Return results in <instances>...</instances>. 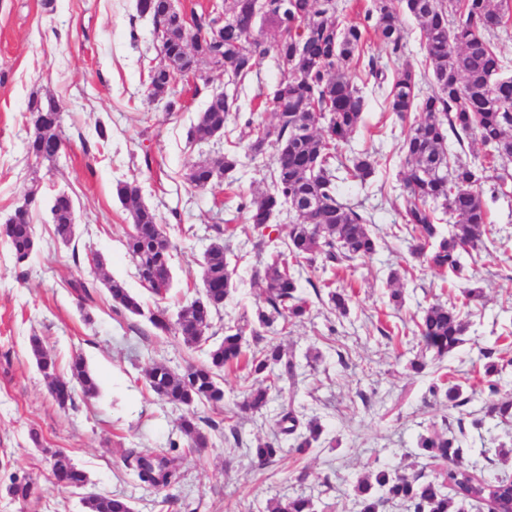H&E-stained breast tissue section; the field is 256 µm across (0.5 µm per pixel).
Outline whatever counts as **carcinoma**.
Wrapping results in <instances>:
<instances>
[{
  "label": "carcinoma",
  "mask_w": 512,
  "mask_h": 512,
  "mask_svg": "<svg viewBox=\"0 0 512 512\" xmlns=\"http://www.w3.org/2000/svg\"><path fill=\"white\" fill-rule=\"evenodd\" d=\"M403 8L419 23L426 42L423 71L406 62L387 74L378 60L364 58L360 50L374 31L395 59L403 56L405 34L392 0H373L363 21L346 24L340 19L336 0H288V11L261 16L276 37L267 44L254 36L253 0H209L201 12H191V27L171 28L166 0H137L139 16L151 20L159 55L171 60L166 71L149 76L147 97L166 100V111L181 110L171 90L197 71L195 52L202 54V68L224 74V93L212 94L187 133L190 144L213 138L225 129L232 112L238 110L239 90L253 72L259 58L274 52L283 66L281 79L255 98L269 109L268 118L248 121V139L228 142L215 159L191 163L186 180L197 190L208 189L216 168L232 173L246 164L267 171L270 183L261 192L240 197L236 210L247 215L254 229L268 227L275 216L286 213L290 221L288 239L274 246L271 263L264 273L265 303L270 311L257 309L259 325L270 326L279 316L286 322L302 318L308 308L303 296V263L321 262L322 270L336 269L344 262L366 258L376 251L377 237L372 217L365 210L342 199L338 182L348 178L367 183L375 174L374 161L366 152L345 154L342 146L362 122L366 96L360 84L361 71L374 77L377 88L391 81L386 95L388 111L397 121L419 113L403 143L407 170L403 173L402 220L408 235L417 242L424 261L440 274L464 276L462 253L489 251V224L484 186L492 194L501 192L503 176L498 161L512 158V77L504 75L505 61L492 38L495 28L512 23V0H402ZM209 38L198 41L201 33ZM430 91L423 92L422 84ZM64 107L53 97H36L28 104V156L37 164L56 161L58 146L64 143ZM459 147L477 142L482 153L474 160H451L448 140ZM275 147L267 156L268 147ZM115 194L130 213L132 231L125 240L126 252L139 279L155 275L168 282L177 245L170 241L155 211L142 203V186L136 181H119ZM36 191L28 192L15 206L13 220L0 224V241L6 244L16 263L28 260L36 247L32 211ZM56 239L67 244L74 235V203L58 193L51 208ZM448 223V232L440 224ZM113 307L131 315H144V300L131 294L115 279L105 280ZM80 304L94 301L96 285L85 279L71 283ZM237 284L229 269L224 244L216 241L206 250L201 275V294L182 297L177 319L166 318V309L149 312L151 325L172 332L192 346L207 342L213 318L232 298ZM467 302L460 306L433 304L423 310L417 323L418 337L425 349L440 361L463 343L468 328V303L482 298L479 287L464 291ZM329 303L339 314L349 309L346 290L328 292ZM243 327L224 328V338L213 347L205 364L184 372L166 364H153L145 375L147 388L163 400L187 408L224 401L219 373L230 368L246 369L260 375L267 385L252 388L237 404L242 412H257L268 403L270 391H283L279 383L294 380L297 366L284 357L280 346L248 352ZM36 365L48 380L49 390L65 407L73 402L74 386L93 397L98 393L97 376L80 354L70 362L71 378L57 375L55 355L40 337L30 338ZM484 417L512 422V394L500 393ZM179 431L190 448H205L208 437L196 416L180 419ZM322 434L318 419L311 418L306 431L296 438L303 453ZM418 447L432 460L456 462L441 480L426 479L421 472L406 474L398 469H379L357 481L354 487L359 512H380L386 502H401L409 512H465L475 502L466 493L468 474L476 469L464 463L465 450L456 436L434 431L420 437ZM52 468L62 473L71 487L88 483L85 471L71 457L56 450ZM126 469L139 482L157 490L179 483L176 458L152 448L130 450L124 458ZM83 512H132L130 503L119 497L91 493L82 499ZM267 512H316L309 497L278 499Z\"/></svg>",
  "instance_id": "1"
}]
</instances>
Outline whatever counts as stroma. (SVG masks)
Instances as JSON below:
<instances>
[{"instance_id": "1", "label": "stroma", "mask_w": 512, "mask_h": 512, "mask_svg": "<svg viewBox=\"0 0 512 512\" xmlns=\"http://www.w3.org/2000/svg\"><path fill=\"white\" fill-rule=\"evenodd\" d=\"M152 27L136 13V0H0V223L29 190L39 205L33 213L37 247L24 265H16L0 243V512H81L77 490L57 485L50 458L66 451L86 471L89 491L123 497L135 512H266L270 500L306 496L317 512H358L352 488L360 476L378 468L412 466L429 477L444 474L446 463L422 458L419 434L463 426V447L487 449L475 461L484 473L512 478V422L477 430L491 401L480 371L486 358L503 370L496 382L512 393V198L487 201L490 255L466 263L461 279L441 278L412 255L401 237V151L407 124L393 121L383 91L369 94L363 123L351 148L371 154L376 174L367 184L345 180L340 194L371 212L379 247L365 261L325 272L304 267L313 284L332 281L352 297L346 315L316 298L312 286L303 294L310 309L301 321L275 320L262 329L265 343L282 345L297 365L292 395L277 394L254 413L236 406L257 379L244 371H224V401L219 407L194 409L168 404L145 385L153 363L180 371L207 359V346H187L180 336L156 333L146 317L116 312L106 288L81 311L70 283L95 279L88 256L100 255L104 270L132 293L144 289L124 246L131 229L128 210L114 192L117 181H138L142 201L161 224L180 222L173 260L171 297L165 306L176 315L177 298L200 285L203 253L218 239L212 227L234 219L240 196L265 188L253 168L235 172L232 184L198 191L184 173L189 162L213 157L223 138L189 145L186 134L202 112L209 91L224 87L222 74L210 76L208 91L193 82L175 87L182 102L170 114L146 97L155 64ZM281 78L274 57L259 60L244 83L239 110L228 123L234 137L249 133L248 121L265 118L258 108V87ZM52 94L66 109L67 137L61 156L32 165L27 155V106L32 96ZM108 139H99L98 126ZM67 193L76 207L71 243L57 241L50 212L55 194ZM227 259L238 284L214 322L212 343L228 324H253L264 306L262 271L267 253L253 250L244 235L224 236ZM402 274V302L390 299L391 271ZM483 290L472 308L463 343L436 363L416 334L421 310L438 302L462 303L469 286ZM40 336L67 375L72 354H82L100 382L98 396L75 392L71 406L59 407L30 351V336ZM425 362L422 373L410 364ZM472 386L470 402L457 409L430 393L438 377ZM294 406L304 418H318L323 432L317 447L300 454L292 436L282 435L278 414ZM194 413L209 438L198 450L182 441L178 424ZM278 443L273 462L258 467L252 450ZM506 444L511 453L499 456ZM132 448H152L180 458L181 481L163 494L138 482L124 466ZM35 484L27 500L14 498L16 478Z\"/></svg>"}]
</instances>
